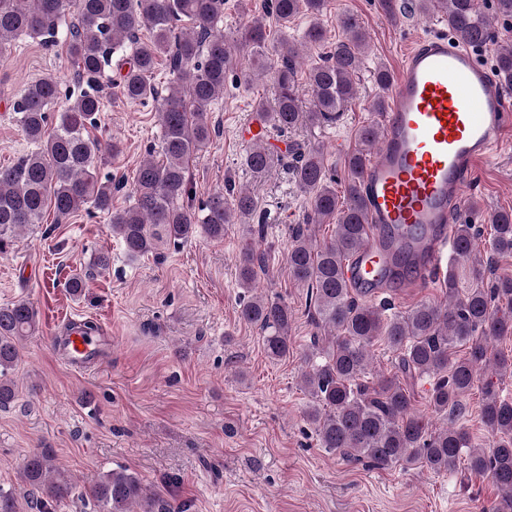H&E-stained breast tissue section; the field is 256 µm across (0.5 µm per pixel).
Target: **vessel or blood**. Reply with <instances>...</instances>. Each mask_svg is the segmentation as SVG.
<instances>
[{
	"label": "vessel or blood",
	"instance_id": "vessel-or-blood-1",
	"mask_svg": "<svg viewBox=\"0 0 512 512\" xmlns=\"http://www.w3.org/2000/svg\"><path fill=\"white\" fill-rule=\"evenodd\" d=\"M389 98L380 148L360 183L373 231L345 266L349 283L371 297L386 291L399 258L420 278L447 263L464 174L512 143V102L469 47L448 35L416 41ZM96 349L94 336L76 331L64 359L80 364Z\"/></svg>",
	"mask_w": 512,
	"mask_h": 512
}]
</instances>
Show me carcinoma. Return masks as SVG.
<instances>
[{"label": "carcinoma", "instance_id": "carcinoma-1", "mask_svg": "<svg viewBox=\"0 0 512 512\" xmlns=\"http://www.w3.org/2000/svg\"><path fill=\"white\" fill-rule=\"evenodd\" d=\"M326 2L264 0L257 9L242 0L246 21L239 38L230 42L219 27L226 0H0V57L20 37L59 47L73 64L75 80L83 84L58 112L60 83L50 75L28 84L11 104V118L32 149L0 166V255L13 250L19 231L42 223L49 209L64 218L82 209L107 215L108 229L132 260L153 252L163 240L178 247L199 234L222 239L225 225L254 219L260 212L257 197L233 192L230 182L229 194L213 193L197 211L185 206L190 162L216 133L211 107L224 97L226 74L243 49L249 81L266 74L268 56L276 57L274 103L261 99L257 111L277 132L333 124L354 102L368 43L357 16H341L333 43L317 22L299 40L286 33L276 39L271 35L269 20L286 29L301 15L318 18ZM415 6L423 15L444 18L463 45H496V78L512 91V43L499 39L478 0H418ZM306 45H328L330 50L307 65ZM118 53L120 96L153 102L161 129L159 148L149 149L139 163L130 203L123 207L113 204L119 188L112 186V178H101L97 170V162L116 152L117 145L94 134L104 106L102 80ZM161 60L171 75L163 88L154 82ZM300 73L312 97L308 110L299 94ZM379 137L373 124L356 131L355 149L345 160L348 182L342 196L318 146L295 144L283 154L260 141L246 155V167L255 174L276 163L285 165L306 195L303 223L292 229L287 263L291 280L307 287L308 316L323 331L311 339L309 365L300 372V387L309 398L307 421L325 451L373 469L418 463L436 474L462 468L487 476L497 489L490 512H512V399L486 387L482 419L493 440L489 448H478L456 423L437 428L414 411L412 393L399 378L417 374L432 379L434 412L458 420L478 376L512 366L493 350L494 341L512 336V314L499 313L501 303L512 306V276L495 275L499 260L512 256V210L489 214L493 234L483 251L479 227L470 220L454 225L458 255L470 265L465 274L450 272L440 283L446 304L421 301L405 312L386 314V305L365 300L344 274L346 261L370 234L359 180ZM311 224H333L334 235L317 243L309 233ZM266 262L264 250L246 245L240 285L251 288ZM238 317L261 330L269 358L288 356L293 312L286 302L243 298ZM36 332L30 302L0 306V408L15 400L9 373L18 362L21 342ZM380 341L399 353L393 375L372 373V349ZM461 346L467 347L463 357L456 354ZM21 479L37 492L43 512L77 492L47 450L25 460ZM87 494L97 512H170L166 501L125 468L98 476ZM0 512H21L15 490L0 488Z\"/></svg>", "mask_w": 512, "mask_h": 512}]
</instances>
